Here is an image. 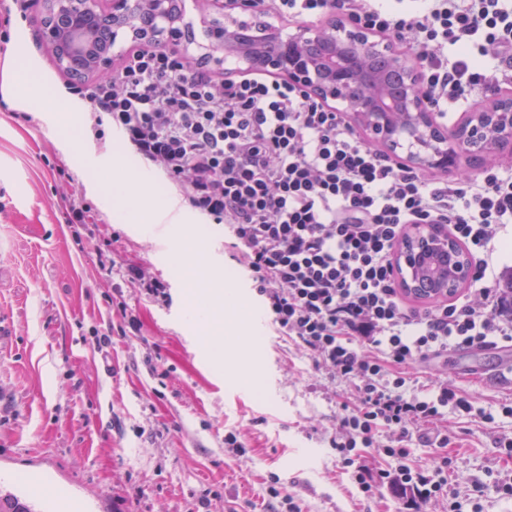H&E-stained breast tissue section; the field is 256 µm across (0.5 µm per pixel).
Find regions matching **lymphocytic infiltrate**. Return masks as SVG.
<instances>
[{"label": "lymphocytic infiltrate", "mask_w": 512, "mask_h": 512, "mask_svg": "<svg viewBox=\"0 0 512 512\" xmlns=\"http://www.w3.org/2000/svg\"><path fill=\"white\" fill-rule=\"evenodd\" d=\"M256 18L309 21L346 14L372 31L412 37L421 90L440 117L496 86L512 69L506 0H246ZM95 139L121 132L204 220L227 224L230 256L248 272L277 335L295 342L328 382H348L331 446L367 498L379 488L444 512H482L488 495L512 497V470L472 494L449 479L452 459L410 461L419 437L438 448L449 414L494 423L512 417L475 406L447 379L418 370L449 350L512 347L489 263L512 224V174L428 179L368 144L344 113L308 90L265 74L218 75L175 53L127 55L83 91ZM413 224H438L473 256L474 288L424 310L408 309L393 255ZM379 451L367 460L366 449Z\"/></svg>", "instance_id": "1"}]
</instances>
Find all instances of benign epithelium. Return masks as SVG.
Masks as SVG:
<instances>
[{"mask_svg":"<svg viewBox=\"0 0 512 512\" xmlns=\"http://www.w3.org/2000/svg\"><path fill=\"white\" fill-rule=\"evenodd\" d=\"M217 16L204 21L210 43L196 62L224 69L231 57L247 71L276 74L343 112L369 141L420 169L457 173L506 152L512 156V92L472 107L451 130L437 123L435 107L420 89L419 63L396 40L374 34L350 18H329L292 32L269 21L239 20L224 0H208ZM111 22L95 43L89 22ZM41 37L74 80L110 74L122 41L185 50L195 41L181 0H44ZM400 288L417 298H451L468 283V253L436 224H416L396 249Z\"/></svg>","mask_w":512,"mask_h":512,"instance_id":"benign-epithelium-1","label":"benign epithelium"}]
</instances>
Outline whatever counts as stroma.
I'll list each match as a JSON object with an SVG mask.
<instances>
[{
    "label": "stroma",
    "instance_id": "stroma-1",
    "mask_svg": "<svg viewBox=\"0 0 512 512\" xmlns=\"http://www.w3.org/2000/svg\"><path fill=\"white\" fill-rule=\"evenodd\" d=\"M26 20L0 8V491L39 474L44 493L65 491L86 512H266L278 476L302 512H437L409 508L384 490L367 502L344 473L330 440L342 415L345 383L326 385L309 356L276 336L247 272L224 248L225 227L179 201L161 176L134 179L144 164L106 132L98 144L84 122L80 86L58 66L38 31L39 0ZM38 72L54 108L29 102L14 67ZM78 179L103 217L87 230L67 224L58 206ZM130 194L112 200L114 180ZM155 213L154 223L141 215ZM135 259L162 282L166 300L99 269V255ZM245 292L239 342L214 353L210 328L190 319L197 298L222 287ZM140 328L132 330L129 318ZM499 350H452L430 372L447 377L478 406L512 400V376ZM454 468L487 480L497 465L492 432L512 435V417L460 424ZM240 433L243 449L224 435Z\"/></svg>",
    "mask_w": 512,
    "mask_h": 512
}]
</instances>
